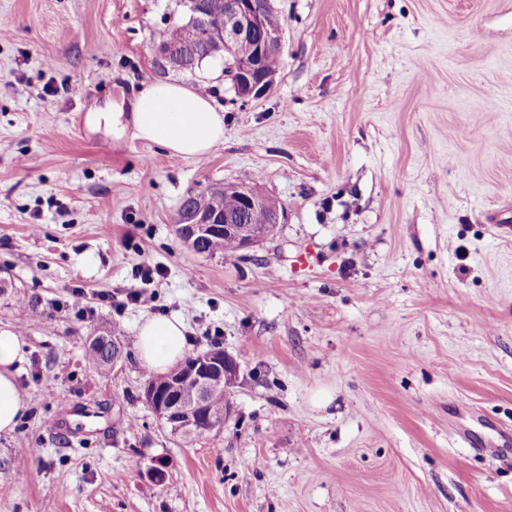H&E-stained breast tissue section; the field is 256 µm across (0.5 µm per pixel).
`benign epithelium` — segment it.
<instances>
[{"instance_id":"1","label":"benign epithelium","mask_w":512,"mask_h":512,"mask_svg":"<svg viewBox=\"0 0 512 512\" xmlns=\"http://www.w3.org/2000/svg\"><path fill=\"white\" fill-rule=\"evenodd\" d=\"M185 14L198 28L203 46L211 56L222 57L243 44L251 50L229 64L225 75L230 77L236 97L246 102L266 95L274 86L276 74L263 69L264 58L282 54V25L265 0L257 6L255 0H224L220 9L205 12L200 0H181ZM241 207L235 214L224 212V189L209 187L210 209L196 211L188 206L177 216L180 237L184 244L199 252L206 236L222 232L232 235L247 251L268 238L279 223V209L275 201L251 185H241ZM259 206L269 211V221L262 225L247 223L249 212ZM239 375V364L222 349L203 353L189 368H182L163 387L146 383L142 396L157 418L170 428V433L190 438L201 430L213 431L224 426L234 414L233 404L224 405V414L216 415L208 407V392L215 385L234 386ZM193 385L196 397L189 403L179 396L181 388Z\"/></svg>"}]
</instances>
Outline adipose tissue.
<instances>
[{
	"instance_id": "obj_1",
	"label": "adipose tissue",
	"mask_w": 512,
	"mask_h": 512,
	"mask_svg": "<svg viewBox=\"0 0 512 512\" xmlns=\"http://www.w3.org/2000/svg\"><path fill=\"white\" fill-rule=\"evenodd\" d=\"M93 126L156 144L173 155L199 160L224 142V110L210 96L174 82L142 85L130 123L104 106L93 112ZM137 354L141 364L167 373L184 356V324L175 317H150L139 327ZM24 360L23 344L13 332L0 329V432H12L28 409L16 382Z\"/></svg>"
}]
</instances>
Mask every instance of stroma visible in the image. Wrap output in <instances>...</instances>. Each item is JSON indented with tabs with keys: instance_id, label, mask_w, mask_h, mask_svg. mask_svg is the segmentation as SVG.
<instances>
[{
	"instance_id": "stroma-1",
	"label": "stroma",
	"mask_w": 512,
	"mask_h": 512,
	"mask_svg": "<svg viewBox=\"0 0 512 512\" xmlns=\"http://www.w3.org/2000/svg\"><path fill=\"white\" fill-rule=\"evenodd\" d=\"M271 7L279 72L245 103L222 60L160 69L178 0H0V329L29 403L0 512H512V0ZM164 79L223 107L208 157L87 129ZM227 182L277 203L274 233L189 250L182 201ZM157 315L240 364L233 418L195 441L142 399ZM106 332L123 357L99 370Z\"/></svg>"
}]
</instances>
